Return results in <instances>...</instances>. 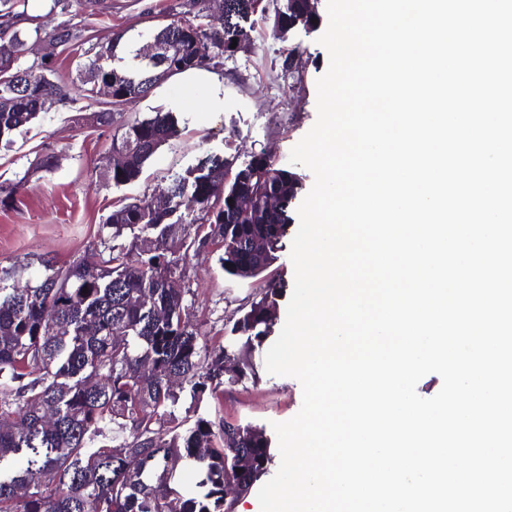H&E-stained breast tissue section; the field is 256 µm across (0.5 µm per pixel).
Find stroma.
<instances>
[{
    "instance_id": "35a3bbf8",
    "label": "stroma",
    "mask_w": 512,
    "mask_h": 512,
    "mask_svg": "<svg viewBox=\"0 0 512 512\" xmlns=\"http://www.w3.org/2000/svg\"><path fill=\"white\" fill-rule=\"evenodd\" d=\"M191 10L190 0H112V13L97 26L92 43L105 46L116 30L134 35ZM252 37L253 50L226 62L220 77L189 88L174 77L125 106L128 117L163 110L179 118L177 135L157 150L132 182L115 185L105 176L114 130L93 122V113L103 108L97 97L81 96L66 108L51 110L17 134L12 145H0V185L28 180L17 205L0 209V266H24L25 278L34 280L43 272L38 258L66 265L98 249L100 226L113 207L167 192L172 180L203 154L231 156L242 165L265 149L277 165H291L292 148L317 119L316 81L327 71L329 55L314 32L298 30L284 42L260 22ZM289 46L298 47L302 72L283 80L272 66ZM51 151L59 156L55 170L41 177L28 175L35 158ZM297 230V224L289 225L276 262L254 278L224 274L211 255L190 258L189 298L210 342L227 341L226 319L268 281L280 277L293 283L290 252ZM301 405L298 380L263 369L258 379L225 386L220 400L205 401L201 409L268 430L273 423L294 417Z\"/></svg>"
}]
</instances>
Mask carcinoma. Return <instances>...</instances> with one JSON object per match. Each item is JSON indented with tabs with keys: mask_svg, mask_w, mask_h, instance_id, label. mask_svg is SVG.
<instances>
[{
	"mask_svg": "<svg viewBox=\"0 0 512 512\" xmlns=\"http://www.w3.org/2000/svg\"><path fill=\"white\" fill-rule=\"evenodd\" d=\"M193 7L194 19L151 27L135 40L118 33L74 75L55 59L40 62L46 79L34 88L25 77L27 45L50 39L75 50L112 0H48V16H83L79 26L66 19L50 29L43 15L30 13L29 0H0V39L17 53L0 60L10 76L0 93L15 100L14 110L0 112V142L13 144L48 96L63 108L86 85L110 81L113 96L142 98L173 76L203 69L208 56L221 65L248 51L259 20L280 39L321 19L319 0H286L278 10L267 0H224V29L212 32L202 22L206 0ZM174 35L182 54L169 58ZM176 133L172 112L127 120L112 136L124 153L107 167V179L135 180ZM57 164L56 154H45L31 174ZM193 172L174 178L163 201L144 196L113 209L103 227L126 245L107 247L109 254L66 266L43 259V275L26 288L15 284L21 270L0 269V512H236L225 484L234 482L244 497L267 473L273 454L263 431L202 413L200 405L256 375L255 354L273 333L283 283L268 282L235 309L227 319L234 344L210 345L186 304L190 288L174 290L170 282L189 280L191 254L218 253L230 276L266 271L282 249L301 181L263 151L243 165L206 154ZM26 183L24 176L0 187V207L13 206ZM214 184L222 194H211Z\"/></svg>",
	"mask_w": 512,
	"mask_h": 512,
	"instance_id": "obj_1",
	"label": "carcinoma"
}]
</instances>
